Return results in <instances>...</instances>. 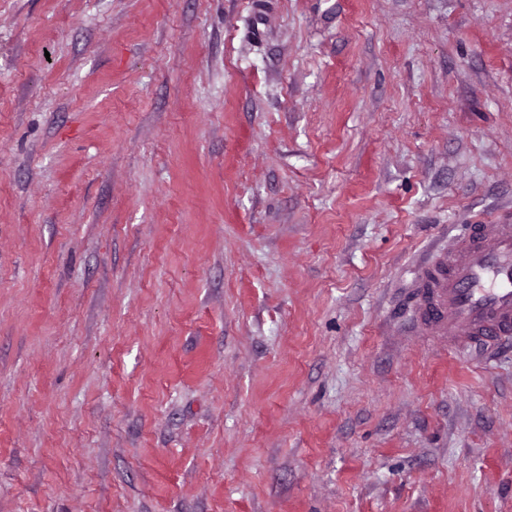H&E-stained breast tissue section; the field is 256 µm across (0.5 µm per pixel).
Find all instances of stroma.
<instances>
[{"label":"stroma","instance_id":"stroma-1","mask_svg":"<svg viewBox=\"0 0 512 512\" xmlns=\"http://www.w3.org/2000/svg\"><path fill=\"white\" fill-rule=\"evenodd\" d=\"M511 212L512 0H0V512H512ZM419 270L413 330L448 347L512 339V224H471Z\"/></svg>","mask_w":512,"mask_h":512}]
</instances>
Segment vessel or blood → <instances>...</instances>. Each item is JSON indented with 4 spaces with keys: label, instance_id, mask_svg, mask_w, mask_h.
Segmentation results:
<instances>
[{
    "label": "vessel or blood",
    "instance_id": "1",
    "mask_svg": "<svg viewBox=\"0 0 512 512\" xmlns=\"http://www.w3.org/2000/svg\"><path fill=\"white\" fill-rule=\"evenodd\" d=\"M417 335L449 346L512 339V224H476L419 270Z\"/></svg>",
    "mask_w": 512,
    "mask_h": 512
}]
</instances>
